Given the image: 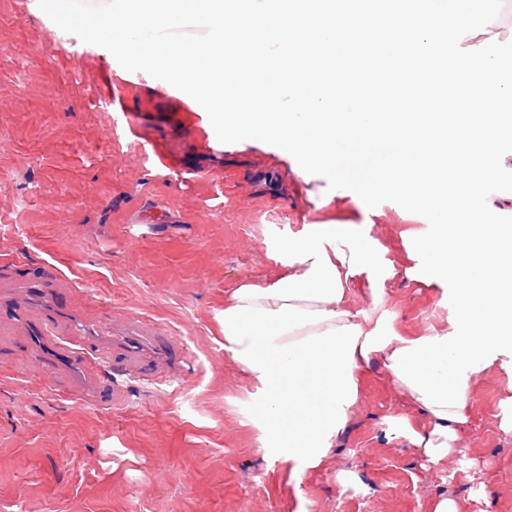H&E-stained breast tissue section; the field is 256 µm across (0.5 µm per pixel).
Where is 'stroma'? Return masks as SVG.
Here are the masks:
<instances>
[{
    "mask_svg": "<svg viewBox=\"0 0 512 512\" xmlns=\"http://www.w3.org/2000/svg\"><path fill=\"white\" fill-rule=\"evenodd\" d=\"M267 143L215 147L177 88L62 31L38 0H0V296L36 281L100 331L135 315L183 349L152 377L96 366L119 395H60L22 328L0 317V512H512V353L477 377L469 421L444 468L405 426L429 430L381 363L322 468L290 481L254 425V391L224 354L216 315L234 288L279 271L309 224H350L399 269L385 310L403 336L448 332L447 285L407 276L427 221L385 202L334 198Z\"/></svg>",
    "mask_w": 512,
    "mask_h": 512,
    "instance_id": "35a3bbf8",
    "label": "stroma"
}]
</instances>
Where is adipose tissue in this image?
Wrapping results in <instances>:
<instances>
[{
	"instance_id": "ef3b65f1",
	"label": "adipose tissue",
	"mask_w": 512,
	"mask_h": 512,
	"mask_svg": "<svg viewBox=\"0 0 512 512\" xmlns=\"http://www.w3.org/2000/svg\"><path fill=\"white\" fill-rule=\"evenodd\" d=\"M344 237L350 240L347 250L327 252L328 243ZM280 262L282 271L265 283L235 288L220 322L225 355L255 388V424L264 447L292 463L299 478L327 459L360 399L361 370L377 358L391 365L403 342L362 350L377 319L350 307V290L363 276L374 284V298L382 299V283L395 274L394 266H381L368 237H349L343 223H322L313 235L284 244ZM427 414L430 430L413 433L412 441L429 466L440 467L468 411L433 406Z\"/></svg>"
}]
</instances>
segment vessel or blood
Segmentation results:
<instances>
[{"label": "vessel or blood", "instance_id": "obj_1", "mask_svg": "<svg viewBox=\"0 0 512 512\" xmlns=\"http://www.w3.org/2000/svg\"><path fill=\"white\" fill-rule=\"evenodd\" d=\"M0 312L22 325L42 364L71 376L73 386L67 394L76 400L86 395L108 398L110 386L92 374L96 361L115 357L123 371L144 376L164 369L180 346L178 338L156 335L135 317L108 336L94 335L77 321L68 335H55L62 309L55 295L40 288L28 289L24 297L0 305Z\"/></svg>", "mask_w": 512, "mask_h": 512}]
</instances>
